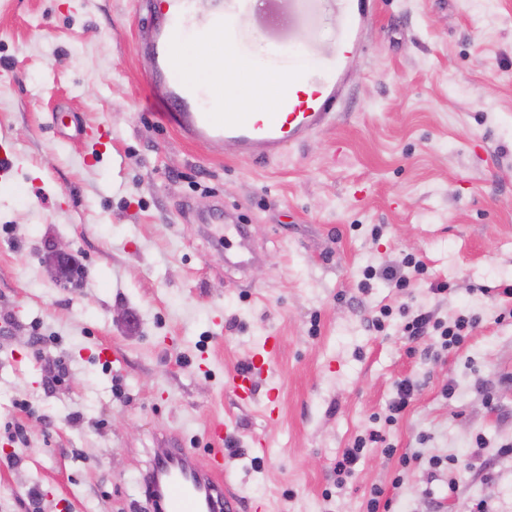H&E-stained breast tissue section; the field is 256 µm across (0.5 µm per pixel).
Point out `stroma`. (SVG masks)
I'll list each match as a JSON object with an SVG mask.
<instances>
[{
    "label": "stroma",
    "instance_id": "obj_1",
    "mask_svg": "<svg viewBox=\"0 0 512 512\" xmlns=\"http://www.w3.org/2000/svg\"><path fill=\"white\" fill-rule=\"evenodd\" d=\"M142 22L138 0H0V145L18 166L0 181V512H153L149 450L205 453L216 419L235 439L234 492L265 512H363L374 487L395 512H512V321L497 320L512 280V0H379L336 123L265 162L186 140L149 100ZM248 30L330 51L343 15L338 0H257ZM219 201L260 253L247 269L197 221ZM58 239L84 272L70 285L49 270ZM408 254L426 266L411 288L358 290L366 267ZM420 310L479 325L445 352L403 336ZM268 335L276 380L239 402L224 375ZM405 378L414 399L386 423ZM370 429L395 456L370 452L337 487V455ZM474 456L489 470L464 469Z\"/></svg>",
    "mask_w": 512,
    "mask_h": 512
}]
</instances>
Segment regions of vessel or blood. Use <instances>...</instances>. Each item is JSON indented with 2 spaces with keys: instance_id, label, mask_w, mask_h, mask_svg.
Masks as SVG:
<instances>
[{
  "instance_id": "obj_1",
  "label": "vessel or blood",
  "mask_w": 512,
  "mask_h": 512,
  "mask_svg": "<svg viewBox=\"0 0 512 512\" xmlns=\"http://www.w3.org/2000/svg\"><path fill=\"white\" fill-rule=\"evenodd\" d=\"M344 39L335 52L314 56L311 48L297 47L288 57L271 56L264 73L278 85L272 104L257 112L239 111L235 103L218 106L206 82L174 71L171 44L175 35L211 37L237 48L251 0H142L147 19L140 48L151 55L155 70L151 88L161 89L175 125L185 137L201 144H218L228 156L265 161L328 129L341 109L355 51L373 22L376 0H341ZM278 337L266 336L260 351L247 365L229 374L227 389L239 400H250L256 376H269ZM206 457L192 448L155 449L142 478L145 493L157 512H237V498L224 470L227 427L214 421L206 432Z\"/></svg>"
}]
</instances>
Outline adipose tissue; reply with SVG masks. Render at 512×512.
Returning a JSON list of instances; mask_svg holds the SVG:
<instances>
[{
  "mask_svg": "<svg viewBox=\"0 0 512 512\" xmlns=\"http://www.w3.org/2000/svg\"><path fill=\"white\" fill-rule=\"evenodd\" d=\"M259 55L240 57L225 45L215 46L208 40H177L173 64L180 74L211 82L219 103L243 105L256 100H269L275 87L258 66Z\"/></svg>",
  "mask_w": 512,
  "mask_h": 512,
  "instance_id": "1",
  "label": "adipose tissue"
}]
</instances>
